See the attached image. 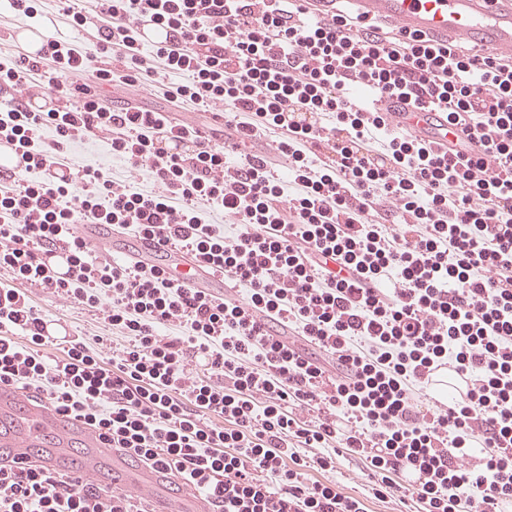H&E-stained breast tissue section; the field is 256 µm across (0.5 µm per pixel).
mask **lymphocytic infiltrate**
Returning <instances> with one entry per match:
<instances>
[{"mask_svg": "<svg viewBox=\"0 0 512 512\" xmlns=\"http://www.w3.org/2000/svg\"><path fill=\"white\" fill-rule=\"evenodd\" d=\"M60 2L95 42L49 36L39 58L0 62V141L24 158L0 174V384L169 473L211 512H364L308 476L343 453L383 499L414 465L423 512L511 505L512 55L306 17L297 0ZM146 21L166 32L148 50ZM181 73L190 82H174ZM147 82L180 108L223 112V143L100 95ZM50 95L63 109H27ZM381 99L445 112L477 154L392 126ZM267 133L274 147L255 151ZM102 137L153 190L91 166L68 175L70 145ZM211 210L233 232L206 222ZM80 224L170 244L247 297L97 257ZM54 250L68 252L67 276L42 262ZM30 285L95 309L121 338L111 356L101 336L46 335ZM49 344L62 352L51 363ZM440 362L469 378L464 395L432 391ZM0 512L147 509L126 488L32 461L0 466Z\"/></svg>", "mask_w": 512, "mask_h": 512, "instance_id": "1", "label": "lymphocytic infiltrate"}]
</instances>
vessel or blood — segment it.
Instances as JSON below:
<instances>
[{"instance_id":"1","label":"vessel or blood","mask_w":512,"mask_h":512,"mask_svg":"<svg viewBox=\"0 0 512 512\" xmlns=\"http://www.w3.org/2000/svg\"><path fill=\"white\" fill-rule=\"evenodd\" d=\"M356 14L366 19L393 23L406 32L429 34L452 43L477 42L489 52L512 53V0H351ZM380 109L391 125L412 135L440 143H451L448 118L442 112H415L410 106ZM194 288L223 295L228 283L222 275L197 271L189 277ZM53 430L57 443L43 456L45 464L69 463L66 448L73 437H81L85 454L81 469L114 484H129L145 495H161L165 472L133 469L124 449L109 448L86 426L57 414L51 407L30 406L24 392L0 385V447L9 449L11 463L27 461L29 451L41 444L46 430Z\"/></svg>"}]
</instances>
